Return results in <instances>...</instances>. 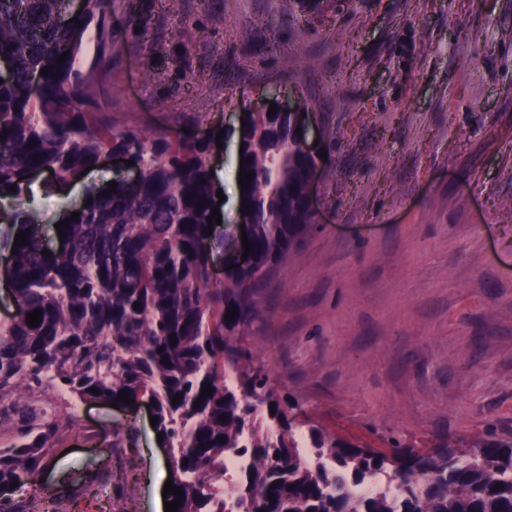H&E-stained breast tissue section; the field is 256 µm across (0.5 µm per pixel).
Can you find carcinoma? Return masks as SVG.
I'll list each match as a JSON object with an SVG mask.
<instances>
[{"mask_svg":"<svg viewBox=\"0 0 512 512\" xmlns=\"http://www.w3.org/2000/svg\"><path fill=\"white\" fill-rule=\"evenodd\" d=\"M105 6L86 0L75 24L66 18L68 0H0V56L13 62L0 83V210L11 211L0 248L16 250L10 285L19 304V314L0 321V401L21 385L80 401L119 404L122 391L132 404L149 398L173 486L183 489L177 512H512V432L491 425L468 448L445 439L413 448L393 435L376 447L300 418L253 364L244 333L263 318L256 289L314 227L306 206L314 160L295 142L290 117L241 113L246 163L235 161L233 174L253 173L252 263L227 282L210 279L216 134L117 131L84 108L76 58ZM45 67L34 97L30 75ZM112 151L135 163L136 190L119 179L116 191H92L89 204L65 208L78 218L62 229L52 256L41 254L24 208L35 199L28 174L47 173L41 194L65 201L77 176ZM19 231L27 244H14ZM232 307L238 314L227 321ZM36 309L42 319L30 328L26 314ZM204 384L213 393L196 407ZM56 430L53 421L32 425L0 448V488L39 475ZM229 454L249 463L226 497L210 478L224 475ZM371 482L384 488L356 492Z\"/></svg>","mask_w":512,"mask_h":512,"instance_id":"cac0c4a2","label":"carcinoma"}]
</instances>
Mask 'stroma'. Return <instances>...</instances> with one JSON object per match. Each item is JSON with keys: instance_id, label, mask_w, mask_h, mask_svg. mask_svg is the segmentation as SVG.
I'll list each match as a JSON object with an SVG mask.
<instances>
[{"instance_id": "obj_1", "label": "stroma", "mask_w": 512, "mask_h": 512, "mask_svg": "<svg viewBox=\"0 0 512 512\" xmlns=\"http://www.w3.org/2000/svg\"><path fill=\"white\" fill-rule=\"evenodd\" d=\"M76 66L119 130L205 138L272 86L312 108L321 221L247 337L306 417L414 446L512 432V0H108ZM23 398L59 428L0 512H165L146 408Z\"/></svg>"}]
</instances>
